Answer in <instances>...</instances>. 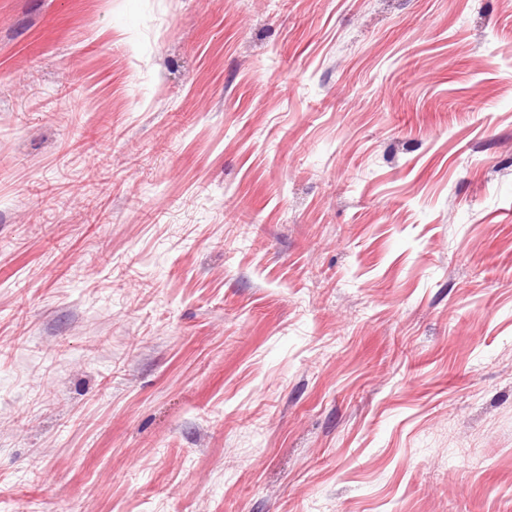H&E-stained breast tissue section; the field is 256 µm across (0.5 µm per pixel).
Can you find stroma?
I'll use <instances>...</instances> for the list:
<instances>
[{
    "label": "stroma",
    "instance_id": "obj_1",
    "mask_svg": "<svg viewBox=\"0 0 512 512\" xmlns=\"http://www.w3.org/2000/svg\"><path fill=\"white\" fill-rule=\"evenodd\" d=\"M0 512H512V0H0Z\"/></svg>",
    "mask_w": 512,
    "mask_h": 512
}]
</instances>
